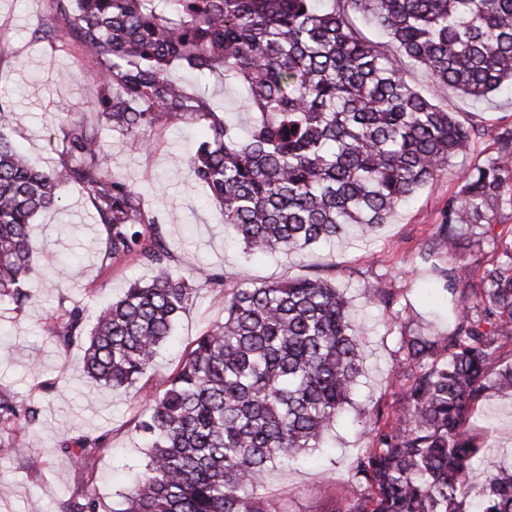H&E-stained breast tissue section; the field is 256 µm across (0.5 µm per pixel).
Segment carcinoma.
<instances>
[{
  "label": "carcinoma",
  "instance_id": "cac0c4a2",
  "mask_svg": "<svg viewBox=\"0 0 512 512\" xmlns=\"http://www.w3.org/2000/svg\"><path fill=\"white\" fill-rule=\"evenodd\" d=\"M34 40L69 35L98 67V113L142 141L169 123L207 122L191 159L195 179L252 254L297 251L347 224L370 232L487 134L495 155L467 169L448 199L421 270L450 296L443 336L401 337L391 384L397 406L377 413L351 481L368 493L337 512H465L468 477L494 442L468 413L486 385L512 392V122L489 130L460 119L413 87L380 44L357 36L349 13L377 26L438 86L474 99L512 91V0H50ZM175 68L237 86L254 119L238 134L225 113ZM62 161L34 168L0 125V301L32 302L28 280L41 250L30 234L60 188L85 186L104 228V257L150 268L92 326L86 305L58 315L64 350L81 341L84 372L112 390L135 387L153 367L194 285L221 296L224 320L183 352L166 388L149 395L134 429L147 462L113 512H280L260 496L266 471L322 447L362 373V349L333 279L225 287L220 273L175 269V255L143 195L112 173L98 130L63 128ZM480 228L473 238L469 228ZM486 241L495 258L473 279L460 258ZM36 398L0 391V426L28 427ZM87 471L62 512H97L90 484L103 438L62 444ZM476 512H512V469H487Z\"/></svg>",
  "mask_w": 512,
  "mask_h": 512
}]
</instances>
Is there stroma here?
Here are the masks:
<instances>
[{
    "instance_id": "obj_1",
    "label": "stroma",
    "mask_w": 512,
    "mask_h": 512,
    "mask_svg": "<svg viewBox=\"0 0 512 512\" xmlns=\"http://www.w3.org/2000/svg\"><path fill=\"white\" fill-rule=\"evenodd\" d=\"M49 17L48 0H0V89L10 106L0 125L36 168L59 164L62 129L68 118L84 119L99 132L103 153L113 173L126 179L161 220L177 254V269L188 273L201 266L224 274L229 285L326 274L349 302L350 322L364 351L359 378L344 417L330 434L328 450L312 454L288 470H270L259 492L286 512H332L360 486L351 484L354 459L367 446L376 410L395 403L390 373L400 356V339L417 332L435 334L443 328L448 296L416 270L418 251L430 243L448 199L459 191L464 169L484 162L494 152L491 136L471 143L447 169L400 207L388 223L363 234L354 226L329 242L299 253L278 252L246 258L240 241L219 221L218 207L205 187L191 175L189 162L204 130L190 118L151 131V151L113 130L98 115L97 92L89 79L94 62L72 39L56 46L33 40L34 29ZM402 66L407 80L421 91L436 90L449 111L487 127L512 121V95L473 101L448 87L433 88L428 72L410 60ZM70 80H61V73ZM61 201L37 214L32 237L47 254L73 258L67 279L39 262L30 274L35 303L14 310L0 304V390L36 397L37 422L21 433L23 445L0 455V512H61L70 492L86 481L80 465L64 452V439L79 433L103 436L105 444L93 459L98 512H112L132 474L146 462V448L132 421L141 408L134 390H105L82 371V344L59 350L49 335L48 316L63 298L85 299L90 305L120 298L130 283L149 281L148 268L134 263L106 268L102 226L85 187L61 189ZM393 289L391 307L372 303L377 282ZM417 318H410V310ZM224 305L206 286H197L175 329V341L149 370V390L163 388L183 348L213 323L223 320ZM495 420L497 440L487 464L512 466V395L489 389L471 421L480 433L485 416Z\"/></svg>"
}]
</instances>
